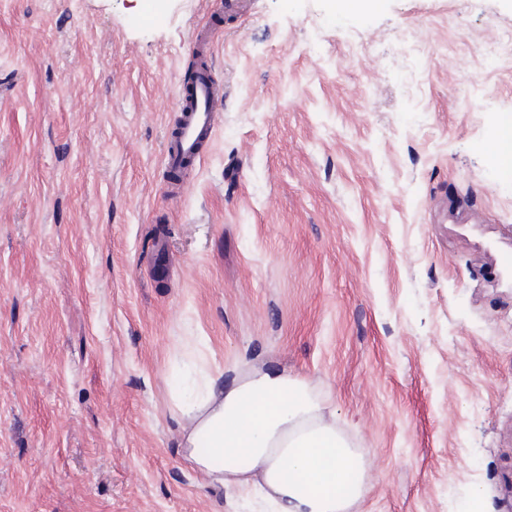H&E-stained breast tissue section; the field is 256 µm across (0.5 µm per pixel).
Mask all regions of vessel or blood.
Returning a JSON list of instances; mask_svg holds the SVG:
<instances>
[{
	"mask_svg": "<svg viewBox=\"0 0 512 512\" xmlns=\"http://www.w3.org/2000/svg\"><path fill=\"white\" fill-rule=\"evenodd\" d=\"M214 34L212 26L197 28L192 52L199 60L190 86H179L180 120L172 128L165 149L168 168H187L199 161L211 142L217 115L224 103V87L212 73Z\"/></svg>",
	"mask_w": 512,
	"mask_h": 512,
	"instance_id": "vessel-or-blood-1",
	"label": "vessel or blood"
}]
</instances>
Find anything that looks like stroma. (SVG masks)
<instances>
[{"label":"stroma","instance_id":"obj_1","mask_svg":"<svg viewBox=\"0 0 512 512\" xmlns=\"http://www.w3.org/2000/svg\"><path fill=\"white\" fill-rule=\"evenodd\" d=\"M214 25L226 97L166 194ZM512 0H0V512H263L187 466L174 354L306 381L352 512H512ZM382 0H334L336 12L346 15L364 16L378 11L383 6ZM495 164L507 173L512 172V117L503 116L495 132Z\"/></svg>","mask_w":512,"mask_h":512}]
</instances>
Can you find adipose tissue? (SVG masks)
<instances>
[{
    "label": "adipose tissue",
    "instance_id": "ef3b65f1",
    "mask_svg": "<svg viewBox=\"0 0 512 512\" xmlns=\"http://www.w3.org/2000/svg\"><path fill=\"white\" fill-rule=\"evenodd\" d=\"M204 339L188 341L172 390L180 447L217 487L260 497L272 512H348L365 468L307 382L265 365L225 385Z\"/></svg>",
    "mask_w": 512,
    "mask_h": 512
}]
</instances>
